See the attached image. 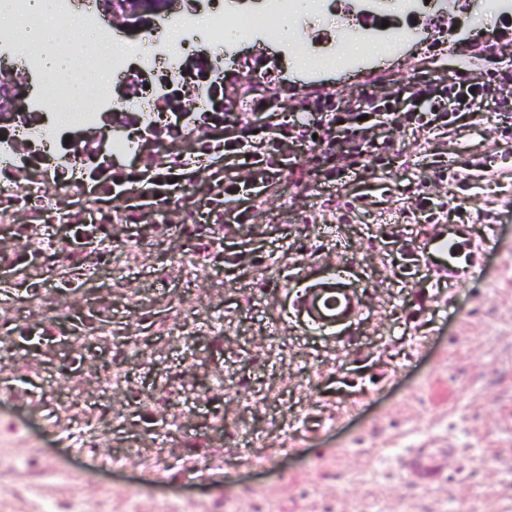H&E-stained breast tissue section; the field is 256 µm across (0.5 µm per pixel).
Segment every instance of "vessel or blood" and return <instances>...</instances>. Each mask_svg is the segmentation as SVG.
<instances>
[{
  "instance_id": "vessel-or-blood-1",
  "label": "vessel or blood",
  "mask_w": 512,
  "mask_h": 512,
  "mask_svg": "<svg viewBox=\"0 0 512 512\" xmlns=\"http://www.w3.org/2000/svg\"><path fill=\"white\" fill-rule=\"evenodd\" d=\"M344 267L311 279L297 290L290 301L293 314L314 330L332 335L358 319L362 312L358 293L349 282Z\"/></svg>"
}]
</instances>
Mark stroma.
Returning <instances> with one entry per match:
<instances>
[{
  "label": "stroma",
  "instance_id": "stroma-1",
  "mask_svg": "<svg viewBox=\"0 0 512 512\" xmlns=\"http://www.w3.org/2000/svg\"><path fill=\"white\" fill-rule=\"evenodd\" d=\"M497 48L477 30L466 46L404 44L400 60L370 51L354 70L297 73L282 64L277 94L290 115L305 96L354 112L357 92L408 111L416 88L447 89L456 72L479 79L512 65V18L491 19ZM491 88L483 119L465 117L450 137L430 126L376 129L389 173L339 179L317 198H289L251 183L239 166V194L223 201L230 228L221 281L198 289L195 345L162 328L181 277L165 246L142 265L112 268V331L143 342L131 380L113 396L126 418L120 436L70 441L66 413L41 401V386L68 383L63 339L25 336L17 308L0 306V335L12 334L0 360L18 365L0 397V512H129L124 487L144 496L139 512L176 503L222 501L230 512H512V140L501 139ZM447 156L449 178L431 165ZM432 197L417 212L413 190ZM460 250L459 272L440 275L438 238ZM343 265L362 300L357 321L340 334L312 330L289 312L304 279ZM224 333L212 335L211 326ZM178 370L190 393L174 408L184 430L168 442L173 466H148L161 417L138 395ZM246 380L250 407L209 390L211 375ZM70 473L46 475L44 459ZM441 461L438 476L416 475L417 462Z\"/></svg>",
  "mask_w": 512,
  "mask_h": 512
}]
</instances>
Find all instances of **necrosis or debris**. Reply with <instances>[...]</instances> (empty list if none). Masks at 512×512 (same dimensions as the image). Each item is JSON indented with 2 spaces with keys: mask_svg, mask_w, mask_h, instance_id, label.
<instances>
[{
  "mask_svg": "<svg viewBox=\"0 0 512 512\" xmlns=\"http://www.w3.org/2000/svg\"><path fill=\"white\" fill-rule=\"evenodd\" d=\"M300 1L309 14L331 10V0H267L264 9L252 12L228 4L202 11L183 0L163 23L140 30L135 39L106 52L100 41L110 25L100 14H77L73 0H56L54 18L48 21L32 10L30 0H13L11 23L0 25V50L13 45L18 29H48L56 21L74 20L79 31L95 36L56 81L17 100L14 111L0 114V226L14 231L0 245V268L9 269L29 288L23 299L25 320L38 326L65 317V310L48 306L46 284H53L62 296L84 300L89 282L114 262L139 265L145 248L158 239L179 240L172 258L187 284L196 285L206 276L209 259L224 239L223 214L208 213L206 223H199L194 201L171 194L172 181L191 187L198 180L194 159L176 151L172 142H209L211 127L221 117L210 114L202 94L194 96L190 114L167 109L164 98L147 90L141 77L160 70L171 81H183L185 47L190 43L201 45L197 61L215 76L228 69L240 71L248 64L241 46L261 35H277L282 18L295 14ZM353 6L351 18L326 48L344 69L353 65L346 53L352 44L374 43L384 54L397 55L419 20H439L448 0H353ZM228 29L233 32L229 39L224 36ZM94 70L107 72L108 80L95 86L90 104L74 106L69 88ZM130 122L141 124L156 144L146 160L153 177L139 188L151 207L139 216L125 203L128 177L115 167L117 160L141 152L138 141L116 131ZM75 126L81 134L73 138L69 132ZM136 222L147 224L148 237L128 239L122 253H115L117 225ZM96 304V316L70 330L68 351L80 358L100 349L111 358L72 373L71 400L62 409L73 417L90 395L106 401L123 388L126 375L118 367L137 355L135 343L113 342L107 298L98 296Z\"/></svg>",
  "mask_w": 512,
  "mask_h": 512,
  "instance_id": "4bbe7bcc",
  "label": "necrosis or debris"
}]
</instances>
